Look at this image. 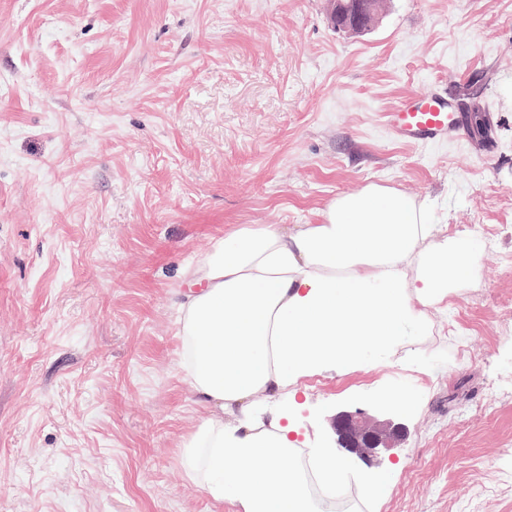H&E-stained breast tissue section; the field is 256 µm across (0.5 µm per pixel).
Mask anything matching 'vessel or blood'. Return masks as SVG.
Listing matches in <instances>:
<instances>
[{
  "label": "vessel or blood",
  "mask_w": 512,
  "mask_h": 512,
  "mask_svg": "<svg viewBox=\"0 0 512 512\" xmlns=\"http://www.w3.org/2000/svg\"><path fill=\"white\" fill-rule=\"evenodd\" d=\"M384 125L396 140L412 145L435 146L462 136L457 113L449 111L447 98L437 93L408 94L385 114Z\"/></svg>",
  "instance_id": "b4317fda"
}]
</instances>
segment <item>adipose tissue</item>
I'll use <instances>...</instances> for the list:
<instances>
[{
  "label": "adipose tissue",
  "instance_id": "ef3b65f1",
  "mask_svg": "<svg viewBox=\"0 0 512 512\" xmlns=\"http://www.w3.org/2000/svg\"><path fill=\"white\" fill-rule=\"evenodd\" d=\"M477 243L370 186L321 223L240 225L183 266L179 365L214 409L183 443L186 475L233 512H319L293 456L303 380L363 369L426 335L476 271ZM275 400L273 409L258 398Z\"/></svg>",
  "mask_w": 512,
  "mask_h": 512
}]
</instances>
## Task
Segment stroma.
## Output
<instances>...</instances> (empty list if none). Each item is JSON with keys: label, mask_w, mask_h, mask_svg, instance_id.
Listing matches in <instances>:
<instances>
[{"label": "stroma", "mask_w": 512, "mask_h": 512, "mask_svg": "<svg viewBox=\"0 0 512 512\" xmlns=\"http://www.w3.org/2000/svg\"><path fill=\"white\" fill-rule=\"evenodd\" d=\"M327 0H0V512H231L185 474L210 416L179 368L180 269L237 224H317L371 184L480 247L428 335L302 382L311 440L366 512H512V0H387L359 35ZM478 84L473 128L409 146L383 115ZM410 414L380 405L391 385ZM334 427L342 447L347 452L364 458L376 456L379 448L390 447V441L399 437V431L395 427L372 426L349 414L337 416Z\"/></svg>", "instance_id": "stroma-1"}]
</instances>
